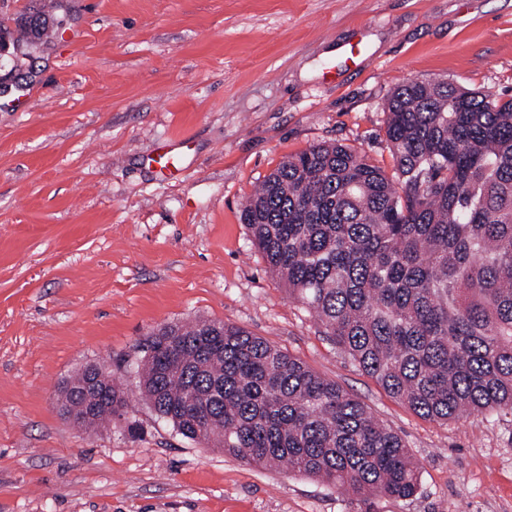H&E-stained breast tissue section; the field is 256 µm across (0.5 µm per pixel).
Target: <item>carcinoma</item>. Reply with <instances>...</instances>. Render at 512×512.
Masks as SVG:
<instances>
[{
	"instance_id": "cac0c4a2",
	"label": "carcinoma",
	"mask_w": 512,
	"mask_h": 512,
	"mask_svg": "<svg viewBox=\"0 0 512 512\" xmlns=\"http://www.w3.org/2000/svg\"><path fill=\"white\" fill-rule=\"evenodd\" d=\"M384 110L392 174L347 145H312L265 177L240 220L288 297L413 411L512 413V99L408 80ZM89 381L85 366L63 384L62 414L87 428L121 418L112 375ZM139 383L183 437L319 478L360 512L418 489L395 431L242 328H159Z\"/></svg>"
}]
</instances>
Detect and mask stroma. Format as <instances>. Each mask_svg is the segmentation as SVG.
<instances>
[{
  "label": "stroma",
  "instance_id": "obj_1",
  "mask_svg": "<svg viewBox=\"0 0 512 512\" xmlns=\"http://www.w3.org/2000/svg\"><path fill=\"white\" fill-rule=\"evenodd\" d=\"M43 14L21 112L0 110V512H358L344 490L178 434L142 398L160 327L216 320L353 395L421 466L377 512H512V414L421 417L290 300L240 210L319 143L393 158L382 105L409 79L512 97V0H0ZM182 153L175 179L148 164ZM101 362L125 391L107 429L57 389Z\"/></svg>",
  "mask_w": 512,
  "mask_h": 512
}]
</instances>
